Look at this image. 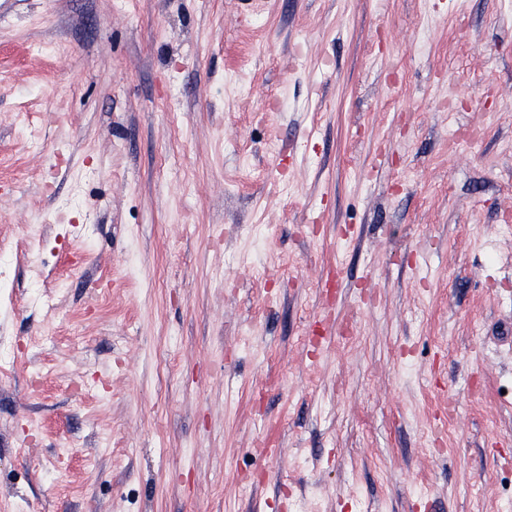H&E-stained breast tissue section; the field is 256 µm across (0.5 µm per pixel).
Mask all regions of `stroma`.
I'll list each match as a JSON object with an SVG mask.
<instances>
[{
	"label": "stroma",
	"instance_id": "obj_1",
	"mask_svg": "<svg viewBox=\"0 0 512 512\" xmlns=\"http://www.w3.org/2000/svg\"><path fill=\"white\" fill-rule=\"evenodd\" d=\"M0 512H512V0H0Z\"/></svg>",
	"mask_w": 512,
	"mask_h": 512
}]
</instances>
